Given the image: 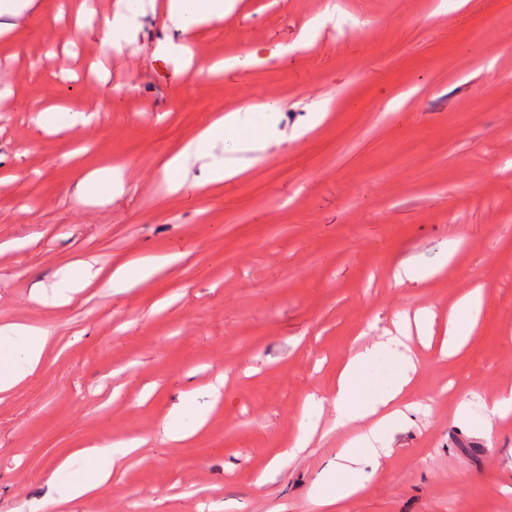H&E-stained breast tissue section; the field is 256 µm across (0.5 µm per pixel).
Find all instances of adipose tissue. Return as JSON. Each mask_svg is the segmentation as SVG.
I'll use <instances>...</instances> for the list:
<instances>
[{
	"label": "adipose tissue",
	"instance_id": "adipose-tissue-1",
	"mask_svg": "<svg viewBox=\"0 0 512 512\" xmlns=\"http://www.w3.org/2000/svg\"><path fill=\"white\" fill-rule=\"evenodd\" d=\"M230 0H164L168 20L183 37L206 31L223 19ZM240 114L231 111L204 127L195 139L170 154L164 169L175 184H183L190 159H209L207 185L221 188L225 179L237 175L236 165L214 159L212 151L227 130L238 126ZM175 256L149 255L118 264L111 270L108 286L127 292L174 264ZM101 274L94 263L82 261L59 271L50 292L38 293L37 302L59 305L95 281ZM483 303L481 289L467 292L448 316V329L440 354H459L470 342ZM401 336H383L353 352L339 373L332 395L335 424L346 427L361 424L360 434L340 450L335 469L324 474L313 491L318 512H342L345 503L359 493L364 484L358 476L361 466L378 461L380 444L407 421L411 409V373L415 368L411 355L403 352ZM48 345L47 334L23 324L0 326V393L16 387L37 372ZM134 449L133 443L114 442L79 450L82 471L73 473L61 463L48 480L50 498L55 502L89 497L108 483L113 471Z\"/></svg>",
	"mask_w": 512,
	"mask_h": 512
}]
</instances>
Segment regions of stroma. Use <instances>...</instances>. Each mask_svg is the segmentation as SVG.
I'll return each mask as SVG.
<instances>
[{
  "label": "stroma",
  "instance_id": "obj_1",
  "mask_svg": "<svg viewBox=\"0 0 512 512\" xmlns=\"http://www.w3.org/2000/svg\"><path fill=\"white\" fill-rule=\"evenodd\" d=\"M162 2L133 0L135 37L106 52L97 27L56 21L58 0L0 38V171L14 176L0 189V326L52 338L42 369L0 394V512H314V484L359 432L334 426L339 371L418 312L421 406L344 512H512V415L489 428L482 408L512 388V116L495 91L512 82V0H235L190 38L189 69L157 52L176 35ZM485 15L489 41L472 35ZM219 52L238 66L196 77ZM99 58L115 88L104 112L98 83L64 74ZM36 101L93 117L52 134ZM265 102L280 108L271 137L251 109ZM236 109L241 138L266 146L225 140L214 153L239 175L213 191L194 160L174 188L165 158ZM392 143L424 159L423 178L387 168ZM103 166L122 194L77 198ZM147 253L179 260L127 292L98 280L65 305L33 299L69 264L107 272ZM407 260L434 275L397 281ZM478 285L474 341L438 360L449 310ZM188 392L206 422L185 414L197 432L175 442L164 428ZM309 396L323 408L305 410ZM303 425L310 447L285 459ZM114 441L137 448L97 495L49 502L61 460L80 469L77 449Z\"/></svg>",
  "mask_w": 512,
  "mask_h": 512
}]
</instances>
